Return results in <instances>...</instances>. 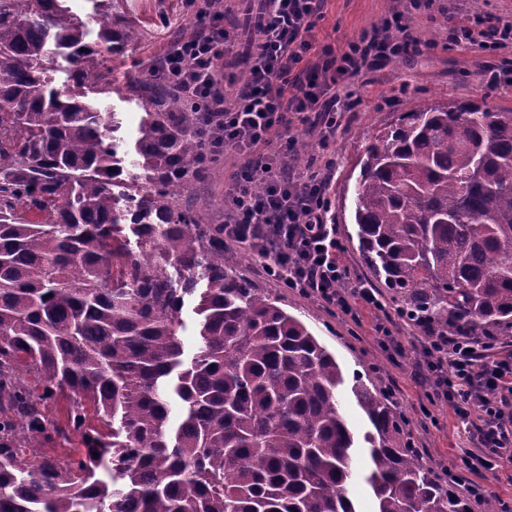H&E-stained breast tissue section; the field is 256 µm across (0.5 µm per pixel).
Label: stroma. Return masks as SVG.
<instances>
[{
	"mask_svg": "<svg viewBox=\"0 0 512 512\" xmlns=\"http://www.w3.org/2000/svg\"><path fill=\"white\" fill-rule=\"evenodd\" d=\"M404 4L405 0H326L315 37L337 48L345 46L362 30L382 28L385 19L402 10ZM261 7L262 0H224L222 23L232 37L224 57L225 79L245 80L252 23ZM119 9L142 31L138 46L114 61L122 71L135 62L162 59L172 42L193 32V19L185 15L182 0H121ZM463 15L512 22V0H431L429 6L409 16L411 31L420 40L417 52L408 59L381 62L355 78L341 125L327 150L318 151L315 137L306 126L294 123L288 129L293 139L308 146L303 156L288 158V168L295 176L305 174L318 155L333 161L327 190L329 217L345 246L344 262L365 287H376L377 282L357 248L353 196L360 178V161L376 135L396 122L400 113L434 103L473 100L491 110L512 108V83L503 79L512 70V44L497 50L449 44L448 29ZM237 172V159L226 157L192 184L186 201L205 215H223L224 189L232 184ZM228 249L238 257L240 275L307 324L335 356L345 379L366 375L381 389L393 392L421 460L435 473L456 465L471 449L469 433L457 425L448 407L436 408L437 423L423 420L420 408L427 398L412 378L422 354L420 347L411 343L409 327L400 325L395 330L406 346L405 356H390L376 337V314L366 311L360 324L348 322L338 311L327 310L269 281L247 250L233 243Z\"/></svg>",
	"mask_w": 512,
	"mask_h": 512,
	"instance_id": "1",
	"label": "stroma"
}]
</instances>
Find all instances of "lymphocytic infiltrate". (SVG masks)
I'll use <instances>...</instances> for the list:
<instances>
[{
	"mask_svg": "<svg viewBox=\"0 0 512 512\" xmlns=\"http://www.w3.org/2000/svg\"><path fill=\"white\" fill-rule=\"evenodd\" d=\"M206 0H186L197 32L173 44L163 59L170 79L209 104L207 159L235 155L241 162L224 194V238L244 246L272 282L338 310L359 322L362 310L384 313L383 295L351 281L342 259L343 246L326 214L327 182L312 171L294 179L285 149L273 136L289 116L316 130L319 148L336 131L338 108L346 104L352 79L378 60L407 55L415 38L403 14L386 19L381 30L363 33L342 51L316 46L313 31L324 0H263L250 51L249 76L225 90L222 74L227 33L208 20ZM448 39L481 46L512 40V26L476 27L458 19ZM425 356L419 381L427 391L424 418L433 406L449 404L474 443L462 457L461 470H448L450 483H463L462 472L475 475L465 490L482 502L481 480L512 469V352L492 356L480 342L424 330Z\"/></svg>",
	"mask_w": 512,
	"mask_h": 512,
	"instance_id": "obj_1",
	"label": "lymphocytic infiltrate"
}]
</instances>
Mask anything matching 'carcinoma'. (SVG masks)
Segmentation results:
<instances>
[{"instance_id": "cac0c4a2", "label": "carcinoma", "mask_w": 512, "mask_h": 512, "mask_svg": "<svg viewBox=\"0 0 512 512\" xmlns=\"http://www.w3.org/2000/svg\"><path fill=\"white\" fill-rule=\"evenodd\" d=\"M95 2L83 19L67 0H0V512H356L335 356L236 272L224 225L180 207L204 171V104L158 69L117 73L139 33ZM90 83L138 103L132 148ZM361 164L358 246L398 310L512 337V110L404 112ZM350 391L373 427L375 512H469L374 386ZM197 302L194 298H187L182 311V319L184 322V328L180 332L181 339L184 344L185 360H191L192 356L196 352L197 347V330L200 317L195 314V306Z\"/></svg>"}]
</instances>
